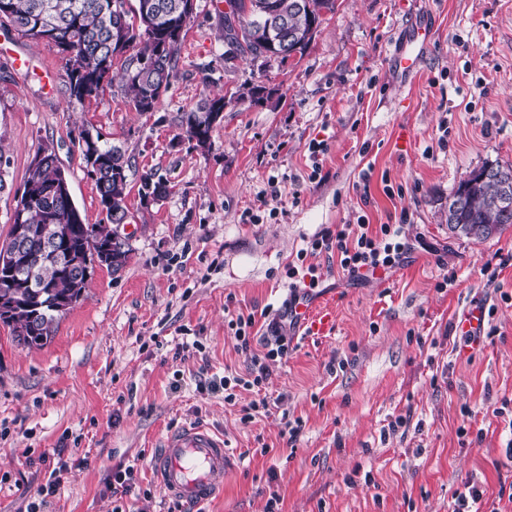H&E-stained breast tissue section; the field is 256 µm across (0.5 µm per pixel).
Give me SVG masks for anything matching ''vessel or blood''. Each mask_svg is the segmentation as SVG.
<instances>
[{
    "mask_svg": "<svg viewBox=\"0 0 512 512\" xmlns=\"http://www.w3.org/2000/svg\"><path fill=\"white\" fill-rule=\"evenodd\" d=\"M435 35L431 22H424L395 42L391 51V75L404 85L414 80L424 54ZM309 335L320 336L332 328L329 306L299 303L296 307ZM229 461L222 436L208 427L192 424L168 434L152 459L153 468L167 494L182 503L186 512H198L223 488L224 469Z\"/></svg>",
    "mask_w": 512,
    "mask_h": 512,
    "instance_id": "1",
    "label": "vessel or blood"
}]
</instances>
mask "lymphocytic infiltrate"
Wrapping results in <instances>:
<instances>
[{"instance_id":"f902f5d3","label":"lymphocytic infiltrate","mask_w":512,"mask_h":512,"mask_svg":"<svg viewBox=\"0 0 512 512\" xmlns=\"http://www.w3.org/2000/svg\"><path fill=\"white\" fill-rule=\"evenodd\" d=\"M411 249V244L402 235L401 225L383 224L375 231L370 230L365 223L356 229L348 224L342 225L337 231H328L312 239L306 249L298 251L296 263L289 265L290 295L282 310L267 324L268 335L264 339L263 354L253 353L251 349L254 315L240 314L229 320L228 325L237 341V348L248 356L250 368L243 375L225 374L219 384L224 390V400L228 403L236 400L238 391L254 393V400L242 409V423H250L256 412L269 409L271 398L263 392L268 378V364L288 355V327L296 319L295 305L300 299V291L310 292L319 286L317 269L306 264V257L322 252L335 254L341 269L351 278L368 279L374 277L376 271L402 265Z\"/></svg>"}]
</instances>
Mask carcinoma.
Returning <instances> with one entry per match:
<instances>
[{
  "label": "carcinoma",
  "mask_w": 512,
  "mask_h": 512,
  "mask_svg": "<svg viewBox=\"0 0 512 512\" xmlns=\"http://www.w3.org/2000/svg\"><path fill=\"white\" fill-rule=\"evenodd\" d=\"M126 0H0L9 6L7 22L34 40H44L75 51L67 59L69 97L83 102L98 100L105 87L120 77L125 102L145 114L156 109L171 85L184 31L191 21L186 11L190 0H137L134 9ZM231 15L224 17V59L250 56L268 65L287 63L277 55L286 44L293 55H302L318 32L323 15L335 7V0H233ZM155 14L153 26L144 25V10ZM277 13L280 24L266 26L267 10ZM124 31L123 46L112 42V31ZM138 47L135 54L126 52ZM225 95H206L196 106L179 116V126L187 139L211 138L213 113L224 106ZM94 181L100 205L107 206L105 224H87L72 196L59 186L61 168L54 151L42 149L29 166L25 184H35L29 195L21 196V223L29 235L18 251L4 258L0 268V323L11 329L14 338L28 348H41L53 335L55 323L86 294L90 271L87 252L92 244L110 241L114 225L130 218L126 198L131 163L116 145L101 143L100 135L83 131L78 140ZM502 183L512 185V164L485 163L472 170L448 195L450 224L495 230L512 225V207L491 208V200ZM168 185L153 171L140 176L138 194L143 201L167 195ZM60 231L72 254L74 265L59 266L39 256L43 233ZM131 250L111 252L100 264L114 273L128 262Z\"/></svg>",
  "instance_id": "1"
}]
</instances>
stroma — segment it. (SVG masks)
<instances>
[{
	"label": "stroma",
	"instance_id": "1",
	"mask_svg": "<svg viewBox=\"0 0 512 512\" xmlns=\"http://www.w3.org/2000/svg\"><path fill=\"white\" fill-rule=\"evenodd\" d=\"M196 4L170 88L145 115L117 83L103 102L70 100L65 55L0 23V242L38 149H54L88 224L106 217L80 132H99L132 164L127 265L95 267L44 347L0 324V512H26L53 467L42 453L60 447L86 462L49 512H168L151 456L190 423L222 433L231 453L205 512H265L274 495L278 512H451L468 481L484 512H512V427L494 414L512 405V226L482 242L448 228L460 180L512 163V0H337L282 68L225 61L222 0ZM426 13L435 41L414 85L399 87L388 51ZM256 85L264 93L229 101L210 151H195L180 113ZM149 170L169 192L146 203L137 189ZM361 217L402 224L411 253L366 281L311 257L317 297L336 298L335 331L292 337L287 359L269 365L278 407L242 425L252 393L230 404L213 385L247 371L230 316L257 314L265 333L260 314L287 298L297 252ZM473 306L486 333L468 350L455 327ZM399 415L405 426L389 433ZM288 419L302 424L293 441ZM131 463L151 499L111 495L113 470Z\"/></svg>",
	"mask_w": 512,
	"mask_h": 512
}]
</instances>
